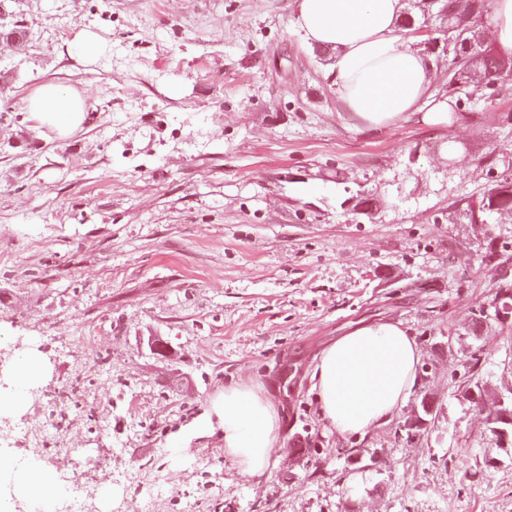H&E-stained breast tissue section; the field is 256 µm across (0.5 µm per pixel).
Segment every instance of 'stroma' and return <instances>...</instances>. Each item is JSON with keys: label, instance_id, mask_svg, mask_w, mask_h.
<instances>
[{"label": "stroma", "instance_id": "1", "mask_svg": "<svg viewBox=\"0 0 512 512\" xmlns=\"http://www.w3.org/2000/svg\"><path fill=\"white\" fill-rule=\"evenodd\" d=\"M298 2L0 0L25 32L0 42V337L20 342L0 349V387L19 348L42 357L39 393L79 382L39 466L67 495L83 472L99 512H138L150 485L157 512L188 496L198 512H512V444L466 391L512 396V320L494 315L512 217L462 213L512 154V77L495 97L469 87L452 127L359 128ZM84 30L109 46L92 64ZM47 81L86 99L69 137L25 110ZM386 321L419 344L417 383L386 424L340 437L309 392L314 358ZM74 336L91 347L62 350ZM232 383L280 411L259 478L203 423Z\"/></svg>", "mask_w": 512, "mask_h": 512}]
</instances>
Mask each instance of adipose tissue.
Returning <instances> with one entry per match:
<instances>
[{
	"mask_svg": "<svg viewBox=\"0 0 512 512\" xmlns=\"http://www.w3.org/2000/svg\"><path fill=\"white\" fill-rule=\"evenodd\" d=\"M404 0H300L296 27L313 46L332 52L331 73L339 100L363 128L380 129L415 120L448 122L450 103L434 83L429 56L397 35ZM486 25L496 52L512 57V0H489ZM38 125L64 138L87 117L83 95L56 83L40 86L25 103ZM422 353L398 323L361 326L325 347L311 380L316 408L343 437L365 435L385 424L403 405L418 376ZM41 366L31 355L16 357L11 381L0 390V413L22 405ZM224 450L242 473L262 476L278 441L280 413L258 389L225 387L215 403ZM11 476L12 496L0 497V512H14L15 500L39 493L44 476L37 464L17 465L0 451V474Z\"/></svg>",
	"mask_w": 512,
	"mask_h": 512,
	"instance_id": "obj_1",
	"label": "adipose tissue"
}]
</instances>
